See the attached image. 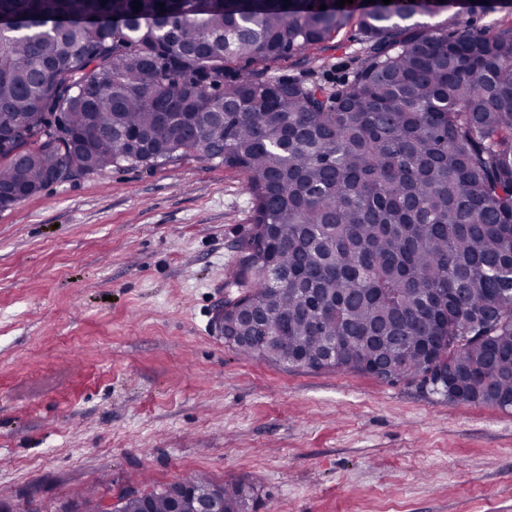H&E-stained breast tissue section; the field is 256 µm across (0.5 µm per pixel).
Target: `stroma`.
Segmentation results:
<instances>
[{"mask_svg":"<svg viewBox=\"0 0 512 512\" xmlns=\"http://www.w3.org/2000/svg\"><path fill=\"white\" fill-rule=\"evenodd\" d=\"M356 24L274 79L348 82ZM245 178L189 155L0 207V498L148 492L205 472L249 512H512V410L243 356L215 316Z\"/></svg>","mask_w":512,"mask_h":512,"instance_id":"stroma-1","label":"stroma"}]
</instances>
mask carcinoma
I'll use <instances>...</instances> for the list:
<instances>
[{"instance_id":"obj_1","label":"carcinoma","mask_w":512,"mask_h":512,"mask_svg":"<svg viewBox=\"0 0 512 512\" xmlns=\"http://www.w3.org/2000/svg\"><path fill=\"white\" fill-rule=\"evenodd\" d=\"M454 3L0 0L3 206L58 170L217 162L253 200L229 347L512 409V28L414 21ZM353 20L345 87L256 68ZM186 487L223 490L224 512L251 501L197 473L121 512L189 508ZM60 512L111 510L89 493Z\"/></svg>"}]
</instances>
